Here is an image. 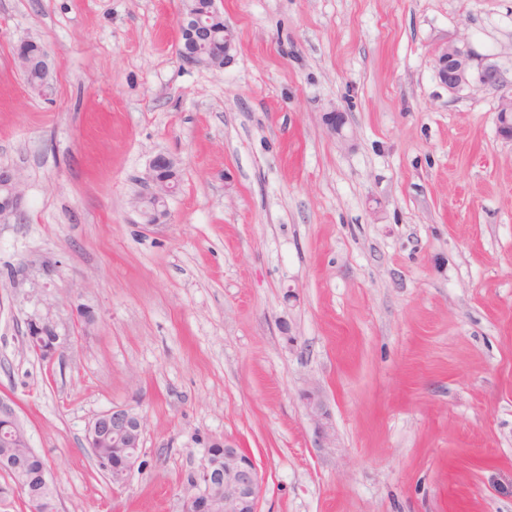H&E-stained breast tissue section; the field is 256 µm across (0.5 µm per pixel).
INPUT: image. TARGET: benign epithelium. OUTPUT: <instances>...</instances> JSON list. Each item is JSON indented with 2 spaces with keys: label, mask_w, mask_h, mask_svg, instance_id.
Returning a JSON list of instances; mask_svg holds the SVG:
<instances>
[{
  "label": "benign epithelium",
  "mask_w": 512,
  "mask_h": 512,
  "mask_svg": "<svg viewBox=\"0 0 512 512\" xmlns=\"http://www.w3.org/2000/svg\"><path fill=\"white\" fill-rule=\"evenodd\" d=\"M222 19L220 13L204 21L191 12H181L177 21L178 39L185 48L178 51L182 64L191 67H224L234 42L224 34V49L213 55L208 62L200 60L195 47L211 40L213 21ZM14 59L25 72L32 67L51 72V59L45 49L36 53L23 40L15 46ZM471 52L453 43L442 49L437 58L438 75L455 93L471 84L490 87L500 82L498 70L491 66L474 68ZM497 129L505 139L512 140V94L502 96L498 104ZM179 174L173 158L158 154L149 163L146 175V192L135 197L145 223L154 224L167 214V202L177 187ZM23 197L18 190V174L11 168L0 169V216L20 218L24 215ZM307 410L315 424L318 445L321 448L334 447V437L328 423L329 414L321 400L314 394L306 396ZM144 417L128 407H112L94 417L87 428L88 447L99 448L107 442L125 452L102 467L110 475L112 484L125 485L140 467ZM209 448L224 451L223 463L212 460V454L204 452L196 469L197 476L190 485L180 487L183 512H259L258 506L263 495V478L252 456L244 449L226 440H213ZM18 496L28 506V512H58V503L42 494H32L22 485L15 486Z\"/></svg>",
  "instance_id": "obj_1"
}]
</instances>
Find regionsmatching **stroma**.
Segmentation results:
<instances>
[{
    "label": "stroma",
    "instance_id": "1",
    "mask_svg": "<svg viewBox=\"0 0 512 512\" xmlns=\"http://www.w3.org/2000/svg\"><path fill=\"white\" fill-rule=\"evenodd\" d=\"M182 5L0 0V167L26 210L0 221V396L60 512H181L213 439L254 457L260 512H512V0H217L221 69L180 64ZM450 43L500 85L449 92ZM160 153L180 186L151 226ZM115 406L145 419L120 489L85 440ZM29 40H22L15 46L14 59L20 68V71L24 73L29 68L38 67L43 72L51 73V59L47 49H43L38 53H35L30 49ZM146 192L135 197L146 224H154L167 214V202L177 187L179 174L173 158L157 154L149 163L145 175ZM306 401L308 414L315 424L319 447H335L331 426L328 423L329 414L327 413L326 409H324L323 403L311 392L307 394Z\"/></svg>",
    "mask_w": 512,
    "mask_h": 512
}]
</instances>
